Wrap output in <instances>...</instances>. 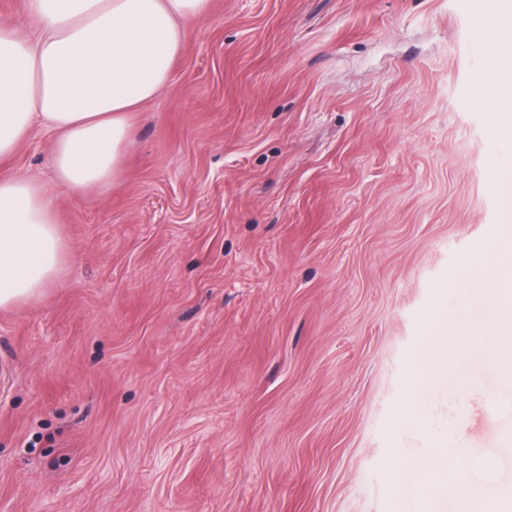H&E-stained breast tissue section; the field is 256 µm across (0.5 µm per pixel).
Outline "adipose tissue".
Returning <instances> with one entry per match:
<instances>
[{
    "label": "adipose tissue",
    "instance_id": "obj_1",
    "mask_svg": "<svg viewBox=\"0 0 512 512\" xmlns=\"http://www.w3.org/2000/svg\"><path fill=\"white\" fill-rule=\"evenodd\" d=\"M208 7L209 0H26L28 31L0 23V159L40 127L53 136L58 186L74 195L111 187L134 136L133 112L167 87L186 23ZM497 191L501 261L488 269L476 255L466 268L492 278L489 324L500 357L512 360V183ZM66 250L53 191L33 177L0 174V309L41 296L61 274ZM424 341L443 362L462 353L459 329L438 308ZM458 455L439 448L393 475L439 497L450 490L448 461Z\"/></svg>",
    "mask_w": 512,
    "mask_h": 512
}]
</instances>
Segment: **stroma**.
Returning <instances> with one entry per match:
<instances>
[{"instance_id":"stroma-1","label":"stroma","mask_w":512,"mask_h":512,"mask_svg":"<svg viewBox=\"0 0 512 512\" xmlns=\"http://www.w3.org/2000/svg\"><path fill=\"white\" fill-rule=\"evenodd\" d=\"M495 0H210L105 192L0 310V512H439L394 482L444 444L512 488V374L426 378L425 322L488 323ZM34 130L5 173L53 185Z\"/></svg>"}]
</instances>
